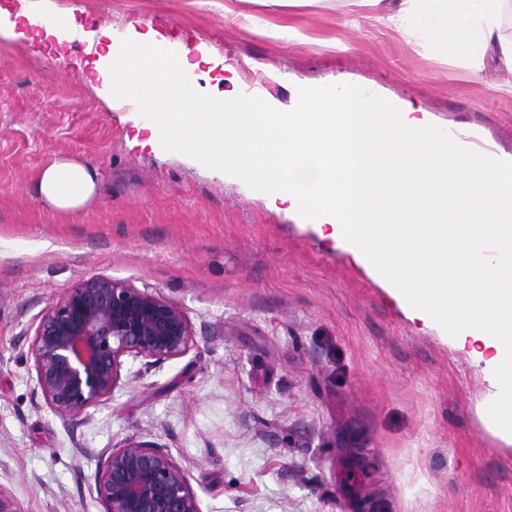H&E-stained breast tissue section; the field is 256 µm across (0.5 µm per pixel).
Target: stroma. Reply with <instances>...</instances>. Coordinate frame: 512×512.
<instances>
[{
    "mask_svg": "<svg viewBox=\"0 0 512 512\" xmlns=\"http://www.w3.org/2000/svg\"><path fill=\"white\" fill-rule=\"evenodd\" d=\"M98 41L54 54L19 20L0 39V489L20 512H103L98 467L128 441L164 448L201 512H512V440L486 420L467 351L413 318L369 266L241 180L150 143L107 98L102 47L155 29L190 49L215 97L290 106L298 87L357 83L512 157V67L448 54L431 22L403 31L349 0H45ZM295 28L289 42L225 10ZM211 47L209 61L194 48ZM69 155L100 174L82 212L32 182ZM106 276L178 303L195 344L125 360L107 400L71 420L46 405L30 340L78 279Z\"/></svg>",
    "mask_w": 512,
    "mask_h": 512,
    "instance_id": "stroma-1",
    "label": "stroma"
}]
</instances>
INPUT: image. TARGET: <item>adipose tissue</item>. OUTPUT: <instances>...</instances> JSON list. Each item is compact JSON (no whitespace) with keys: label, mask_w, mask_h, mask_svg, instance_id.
Returning <instances> with one entry per match:
<instances>
[{"label":"adipose tissue","mask_w":512,"mask_h":512,"mask_svg":"<svg viewBox=\"0 0 512 512\" xmlns=\"http://www.w3.org/2000/svg\"><path fill=\"white\" fill-rule=\"evenodd\" d=\"M361 2L372 7L377 21L390 28L426 19L439 5L451 4L449 17L432 28V37L453 54L480 58L492 51L512 66V42H504L500 37L503 0H397L393 5L388 0ZM474 17L481 21L475 32L468 26L469 19ZM97 183L95 169L70 157L58 156L38 173L34 190L53 210L73 213L93 200Z\"/></svg>","instance_id":"1"}]
</instances>
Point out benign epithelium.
<instances>
[{"mask_svg": "<svg viewBox=\"0 0 512 512\" xmlns=\"http://www.w3.org/2000/svg\"><path fill=\"white\" fill-rule=\"evenodd\" d=\"M194 345L190 320L176 302L91 276L73 283L42 315L28 354L45 403L69 420L112 395L123 358L154 366ZM94 491L104 512H200L185 470L167 451L143 442L112 449Z\"/></svg>", "mask_w": 512, "mask_h": 512, "instance_id": "1", "label": "benign epithelium"}]
</instances>
